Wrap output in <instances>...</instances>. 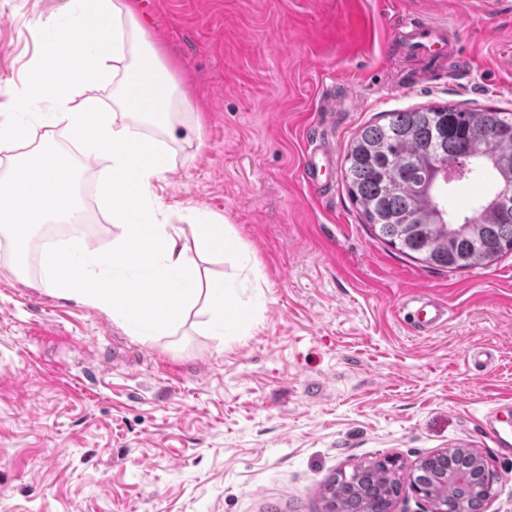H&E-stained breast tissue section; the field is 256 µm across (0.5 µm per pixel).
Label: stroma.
Masks as SVG:
<instances>
[{
  "mask_svg": "<svg viewBox=\"0 0 512 512\" xmlns=\"http://www.w3.org/2000/svg\"><path fill=\"white\" fill-rule=\"evenodd\" d=\"M58 0H0V102L21 83ZM186 92L172 169L152 190L177 224H230L253 268L213 258L262 303L245 335L190 314L145 342L98 309L15 275L0 240V512H326L338 473L386 458L407 478L449 448L498 475L485 512H512V453L482 424L512 408V252L448 271L377 237L344 158L387 113L453 104L512 112V0H132ZM449 28L467 71L420 79L410 21ZM335 164L312 196L302 155ZM448 309L422 334L402 305Z\"/></svg>",
  "mask_w": 512,
  "mask_h": 512,
  "instance_id": "1",
  "label": "stroma"
}]
</instances>
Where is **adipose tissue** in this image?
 I'll list each match as a JSON object with an SVG mask.
<instances>
[{
    "label": "adipose tissue",
    "mask_w": 512,
    "mask_h": 512,
    "mask_svg": "<svg viewBox=\"0 0 512 512\" xmlns=\"http://www.w3.org/2000/svg\"><path fill=\"white\" fill-rule=\"evenodd\" d=\"M80 30L89 37L77 47L72 37ZM155 57L125 0H62L25 80L8 103H0V151L13 154L8 173L0 176V235L19 256L42 225L81 222L78 171H93L120 234L107 252L83 238L45 244L42 286L109 312L145 341L170 332L197 306L211 335L238 336L251 305L241 300L235 280L204 277L192 259L227 254L246 270L250 255L230 225L199 211L187 212V226L169 223L151 191L171 168L168 142L187 106L178 86L161 77ZM117 78L147 89L148 103L107 111L98 91ZM37 115L44 133L35 145L30 119ZM59 129L80 147L79 166L57 145ZM188 227L193 235L187 244ZM141 249L148 253L145 267L129 266Z\"/></svg>",
    "instance_id": "adipose-tissue-1"
}]
</instances>
